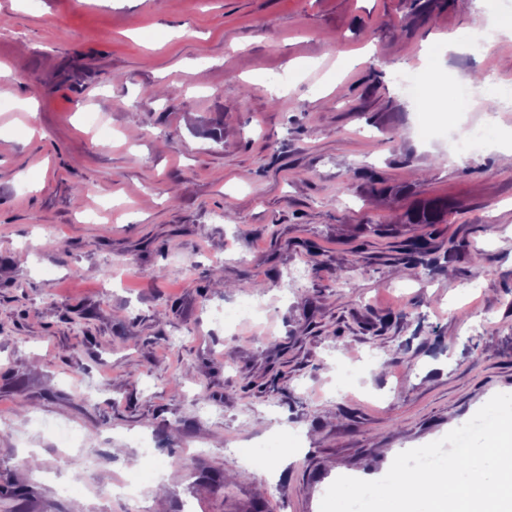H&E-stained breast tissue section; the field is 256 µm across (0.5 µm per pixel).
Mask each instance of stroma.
<instances>
[{
    "label": "stroma",
    "instance_id": "1",
    "mask_svg": "<svg viewBox=\"0 0 512 512\" xmlns=\"http://www.w3.org/2000/svg\"><path fill=\"white\" fill-rule=\"evenodd\" d=\"M0 19V512H127L105 491L143 471L136 433L166 512H320L336 478L380 479L512 393V163L449 151L397 81L485 22L480 0H0ZM509 58L503 34L436 68L512 84ZM263 442L287 458L249 467Z\"/></svg>",
    "mask_w": 512,
    "mask_h": 512
}]
</instances>
